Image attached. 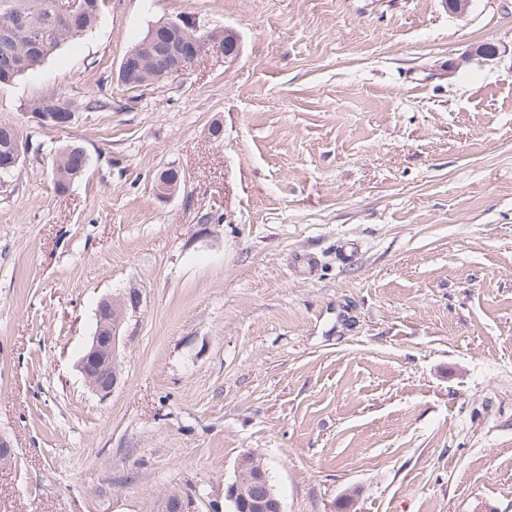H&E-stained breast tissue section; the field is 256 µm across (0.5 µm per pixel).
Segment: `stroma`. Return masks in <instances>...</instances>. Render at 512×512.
Returning <instances> with one entry per match:
<instances>
[{
    "mask_svg": "<svg viewBox=\"0 0 512 512\" xmlns=\"http://www.w3.org/2000/svg\"><path fill=\"white\" fill-rule=\"evenodd\" d=\"M176 17L237 54L117 83ZM49 92L65 130L26 112ZM0 120L29 140L0 174V512L220 498L249 452L285 512H512V0H106ZM132 290L103 398L78 363ZM52 95L63 96L61 93L52 92L34 98L28 104L27 113L31 114L36 122L43 128L65 130L74 119L73 105L67 100L60 98L59 101H57L56 96L52 97L50 99L49 109L44 112H37L43 108L46 100ZM83 152L84 150L80 147H68L62 151L53 168V178L57 188L67 189L70 183L84 173L88 163L84 165L80 156ZM205 498L198 488L193 487L168 494L165 501L173 512H201V506L206 505Z\"/></svg>",
    "mask_w": 512,
    "mask_h": 512,
    "instance_id": "1",
    "label": "stroma"
}]
</instances>
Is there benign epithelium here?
<instances>
[{
	"instance_id": "7a95c632",
	"label": "benign epithelium",
	"mask_w": 512,
	"mask_h": 512,
	"mask_svg": "<svg viewBox=\"0 0 512 512\" xmlns=\"http://www.w3.org/2000/svg\"><path fill=\"white\" fill-rule=\"evenodd\" d=\"M85 11L86 0H57L61 27L71 36L82 35ZM155 27L168 32L171 44L169 51L161 57L160 74L143 69V62L132 53L124 56V67L140 77L142 87L162 80L184 79L212 43H237L236 35L227 29L203 32L195 24L181 18L160 21ZM31 116L43 128L64 130L74 119V109L68 101L53 97L49 109L33 112ZM9 127L13 129V140L9 150L0 154V170L3 172L15 170L26 150L19 127L12 122ZM138 305L139 297L132 292L127 296L105 298L98 305L96 330L91 345L80 359L79 369L91 390L103 398L110 395L118 384L121 374L120 328L128 311L136 309ZM165 501L173 512H201L204 504L208 512H222L224 506L227 512H284L282 501L270 486L267 472L253 453L240 458L234 479L224 486V501L207 502L196 487L176 491L168 495Z\"/></svg>"
}]
</instances>
